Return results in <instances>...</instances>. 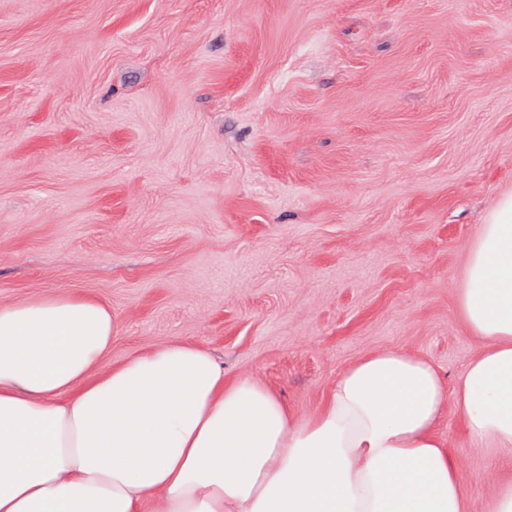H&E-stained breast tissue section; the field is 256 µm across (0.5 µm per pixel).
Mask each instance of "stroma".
<instances>
[{
	"label": "stroma",
	"mask_w": 512,
	"mask_h": 512,
	"mask_svg": "<svg viewBox=\"0 0 512 512\" xmlns=\"http://www.w3.org/2000/svg\"><path fill=\"white\" fill-rule=\"evenodd\" d=\"M512 191V0H0V305L104 303L313 412L402 349L453 386L456 290ZM467 512L512 454L437 425Z\"/></svg>",
	"instance_id": "obj_1"
}]
</instances>
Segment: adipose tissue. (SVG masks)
Returning a JSON list of instances; mask_svg holds the SVG:
<instances>
[{
  "label": "adipose tissue",
  "instance_id": "1",
  "mask_svg": "<svg viewBox=\"0 0 512 512\" xmlns=\"http://www.w3.org/2000/svg\"><path fill=\"white\" fill-rule=\"evenodd\" d=\"M457 305L484 348L454 389L382 350L302 417L194 344L108 364L96 300L0 306V512H466L437 424L454 405L473 441L512 452V193L468 247Z\"/></svg>",
  "mask_w": 512,
  "mask_h": 512
}]
</instances>
